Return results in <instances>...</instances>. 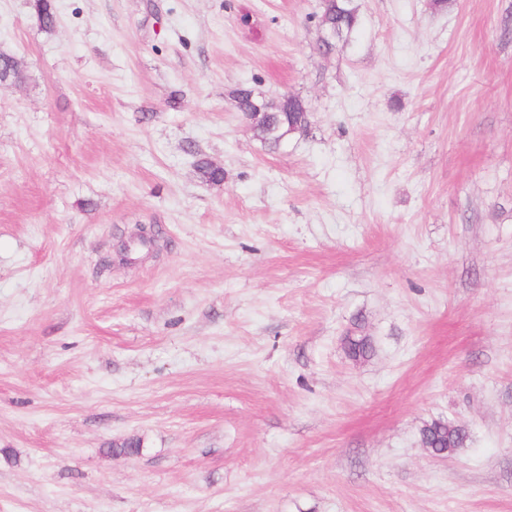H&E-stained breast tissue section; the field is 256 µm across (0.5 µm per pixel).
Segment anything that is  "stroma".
Wrapping results in <instances>:
<instances>
[{"instance_id": "1", "label": "stroma", "mask_w": 512, "mask_h": 512, "mask_svg": "<svg viewBox=\"0 0 512 512\" xmlns=\"http://www.w3.org/2000/svg\"><path fill=\"white\" fill-rule=\"evenodd\" d=\"M52 3L0 0V512H512V0ZM356 0H323L321 23L337 42L348 43L356 34L359 16ZM264 112H269V115L259 121L257 136L271 149L279 148L292 134L303 132L308 127L310 110L299 97L293 96L288 106L281 101L265 99ZM286 131L288 136L281 141L280 137ZM357 330L350 331L344 337V350L347 357L354 361L367 360L374 354V344L370 336L362 335ZM419 434L423 448L438 458L451 457L458 449L466 446L469 438L463 426L442 420L424 424Z\"/></svg>"}]
</instances>
